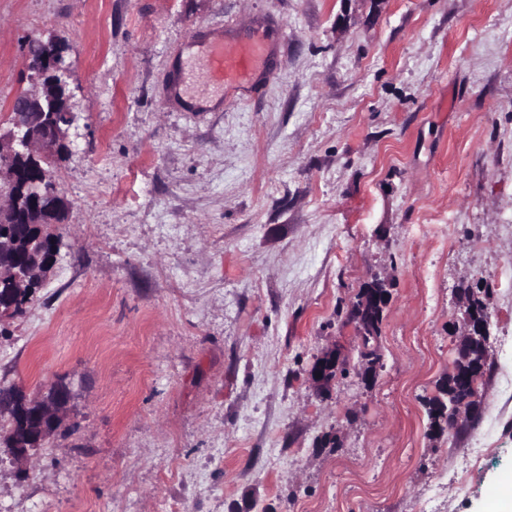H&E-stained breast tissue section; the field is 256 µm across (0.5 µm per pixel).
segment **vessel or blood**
<instances>
[{
	"mask_svg": "<svg viewBox=\"0 0 512 512\" xmlns=\"http://www.w3.org/2000/svg\"><path fill=\"white\" fill-rule=\"evenodd\" d=\"M201 73L206 82L228 88H252L270 62L266 33L224 35L216 31L203 40Z\"/></svg>",
	"mask_w": 512,
	"mask_h": 512,
	"instance_id": "obj_1",
	"label": "vessel or blood"
}]
</instances>
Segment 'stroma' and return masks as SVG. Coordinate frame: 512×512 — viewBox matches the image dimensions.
Wrapping results in <instances>:
<instances>
[{"label": "stroma", "mask_w": 512, "mask_h": 512, "mask_svg": "<svg viewBox=\"0 0 512 512\" xmlns=\"http://www.w3.org/2000/svg\"><path fill=\"white\" fill-rule=\"evenodd\" d=\"M267 32L260 93L223 102L189 37ZM69 48L77 114L57 263L0 322V386L68 414L0 512H492L512 485V0H0V127L28 42ZM390 301L373 382L350 303ZM488 293L474 418L426 403L457 289ZM485 449L464 485L471 449ZM360 360L361 363L352 365L351 357L336 346V348L328 350L325 355L311 367L309 370L310 380L317 389L327 388L336 381V376L339 374V370L342 367L353 370L365 380L373 379L375 373L370 370V365L367 363L368 359L360 357ZM318 373H321V377H318Z\"/></svg>", "instance_id": "stroma-1"}]
</instances>
